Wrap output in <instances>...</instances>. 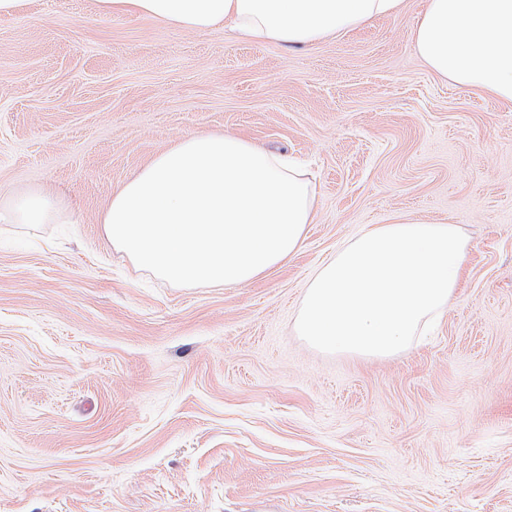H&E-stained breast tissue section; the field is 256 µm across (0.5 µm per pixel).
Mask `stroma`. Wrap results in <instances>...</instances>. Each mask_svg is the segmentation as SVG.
Returning a JSON list of instances; mask_svg holds the SVG:
<instances>
[{"label":"stroma","instance_id":"35a3bbf8","mask_svg":"<svg viewBox=\"0 0 512 512\" xmlns=\"http://www.w3.org/2000/svg\"><path fill=\"white\" fill-rule=\"evenodd\" d=\"M425 0L303 47L31 0L0 17V512H512V106L431 71ZM303 164L288 263L175 285L112 247L115 189L192 133ZM469 239L431 333L397 355L294 330L316 268L374 224ZM1 224H66L57 200L39 189H29L0 200Z\"/></svg>","mask_w":512,"mask_h":512}]
</instances>
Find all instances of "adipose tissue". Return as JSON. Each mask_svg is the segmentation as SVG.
I'll return each mask as SVG.
<instances>
[{
  "mask_svg": "<svg viewBox=\"0 0 512 512\" xmlns=\"http://www.w3.org/2000/svg\"><path fill=\"white\" fill-rule=\"evenodd\" d=\"M403 0H94L103 15H137L205 33L229 25L248 40L304 46ZM414 46L435 73L512 105V0H426ZM314 190L280 157L226 133L191 134L155 155L102 218L113 246L179 285L240 286L291 260L313 219ZM57 200L29 189L0 200L1 224H60Z\"/></svg>",
  "mask_w": 512,
  "mask_h": 512,
  "instance_id": "1",
  "label": "adipose tissue"
}]
</instances>
